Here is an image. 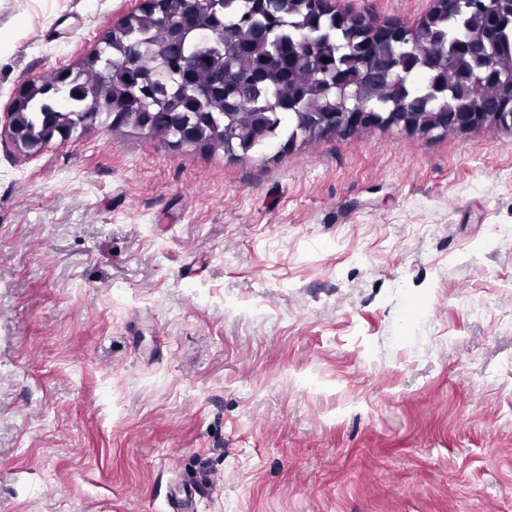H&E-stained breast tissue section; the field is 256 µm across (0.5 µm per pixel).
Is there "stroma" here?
Wrapping results in <instances>:
<instances>
[{
    "mask_svg": "<svg viewBox=\"0 0 512 512\" xmlns=\"http://www.w3.org/2000/svg\"><path fill=\"white\" fill-rule=\"evenodd\" d=\"M418 20L432 0H341ZM129 0H0V108ZM512 512V131L237 159L0 135V512Z\"/></svg>",
    "mask_w": 512,
    "mask_h": 512,
    "instance_id": "obj_1",
    "label": "stroma"
}]
</instances>
